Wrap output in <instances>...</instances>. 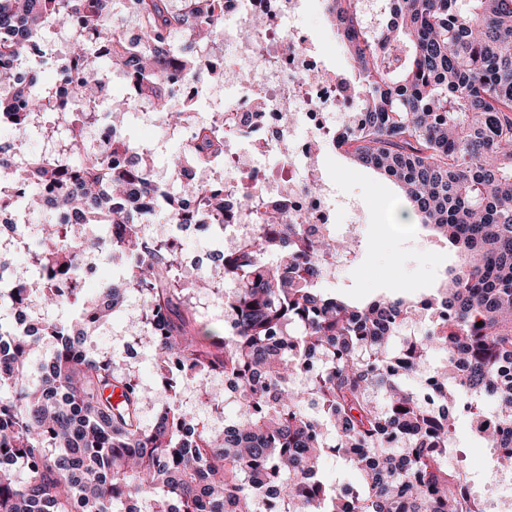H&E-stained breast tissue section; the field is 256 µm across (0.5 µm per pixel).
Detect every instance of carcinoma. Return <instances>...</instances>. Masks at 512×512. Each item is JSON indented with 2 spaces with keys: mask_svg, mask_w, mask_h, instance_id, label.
I'll return each instance as SVG.
<instances>
[{
  "mask_svg": "<svg viewBox=\"0 0 512 512\" xmlns=\"http://www.w3.org/2000/svg\"><path fill=\"white\" fill-rule=\"evenodd\" d=\"M217 2L0 0V123L13 131L0 170L15 176L0 187V225L19 210L48 218L28 247L27 278L0 299V512H141L146 498L151 512H482L447 459L464 413L498 461L512 460V0H379L374 19L365 0H326L364 103L337 147L397 184L420 224L461 253L439 296L361 306L326 293L327 260L351 259L352 243L331 226L312 238L272 210L240 246L204 257L195 286L224 300V330L200 335L181 261L149 243L150 225L202 217L221 239L224 188L188 175L154 203L148 147L125 136L120 117L146 103L181 126L170 81L224 78L170 44L183 32L215 40ZM127 10L142 20L134 43ZM58 27L73 33L60 103L44 97L36 69L21 68ZM109 66L126 73L129 96L106 93ZM102 107L113 127L105 148L85 136ZM32 132L61 150L25 151ZM128 152L135 161L112 162ZM212 157L200 130L173 166ZM133 193L146 206L128 207ZM90 254L124 275L87 292ZM129 293L145 308L131 341L154 349L169 398L148 425L153 400L128 356L86 350ZM73 307L67 323L47 318ZM422 312L432 324L395 354L390 341ZM42 338L53 350L35 363ZM437 348L445 356L427 384L406 387ZM215 373L222 394L209 386ZM179 376L218 409L235 407L223 431L183 410ZM328 456L357 470L362 489L320 480Z\"/></svg>",
  "mask_w": 512,
  "mask_h": 512,
  "instance_id": "obj_1",
  "label": "carcinoma"
}]
</instances>
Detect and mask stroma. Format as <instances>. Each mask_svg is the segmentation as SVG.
<instances>
[{
  "mask_svg": "<svg viewBox=\"0 0 512 512\" xmlns=\"http://www.w3.org/2000/svg\"><path fill=\"white\" fill-rule=\"evenodd\" d=\"M300 24L327 62L335 66L344 62L347 51L322 0H310ZM125 134L133 141L155 145L154 165L160 169L169 168L172 157L182 148L155 120L139 115L128 120ZM321 169L340 198L362 210V222L353 230L356 258L338 264L325 290L356 305L397 297L417 303L433 297L448 268L459 265L457 252L417 222H404L400 188L378 172L353 163L340 152L325 153ZM451 448L448 462L467 472L471 490L485 493L496 486L497 453L477 435L465 415L455 420Z\"/></svg>",
  "mask_w": 512,
  "mask_h": 512,
  "instance_id": "stroma-1",
  "label": "stroma"
}]
</instances>
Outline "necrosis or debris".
I'll list each match as a JSON object with an SVG mask.
<instances>
[{
  "mask_svg": "<svg viewBox=\"0 0 512 512\" xmlns=\"http://www.w3.org/2000/svg\"><path fill=\"white\" fill-rule=\"evenodd\" d=\"M307 0H222L217 22L225 53L235 54L238 68L225 82L240 88L234 105L224 110V168L199 171L198 179L224 186L231 228L227 246H235L264 223V209L253 197L282 205L289 224H332L338 200L334 189L318 181L313 144L325 140L339 117L358 112L362 96L348 83L345 70L332 68L313 52L297 25ZM266 20L252 42L240 31L247 20ZM288 156L277 165L268 159L280 145ZM318 191H311L312 183Z\"/></svg>",
  "mask_w": 512,
  "mask_h": 512,
  "instance_id": "necrosis-or-debris-1",
  "label": "necrosis or debris"
}]
</instances>
